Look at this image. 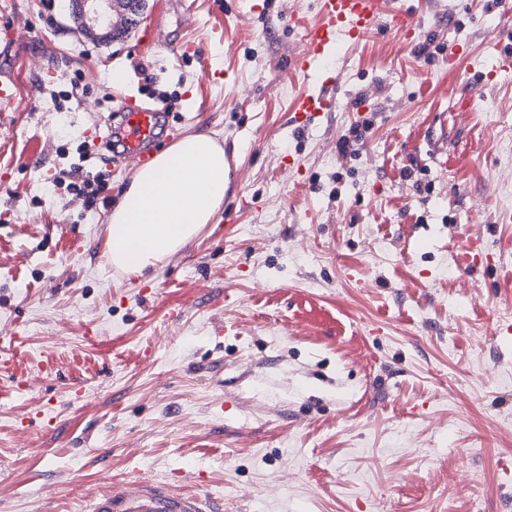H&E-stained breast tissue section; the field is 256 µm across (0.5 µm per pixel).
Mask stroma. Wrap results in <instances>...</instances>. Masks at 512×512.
Returning a JSON list of instances; mask_svg holds the SVG:
<instances>
[{
    "mask_svg": "<svg viewBox=\"0 0 512 512\" xmlns=\"http://www.w3.org/2000/svg\"><path fill=\"white\" fill-rule=\"evenodd\" d=\"M407 4L420 36L341 35L303 74L315 0H149L109 44L67 0H0V512L137 478L213 512H512V68L487 75L512 0ZM328 78L335 109L294 125ZM161 91L154 152L210 134L234 182L127 274L108 224L135 170L106 121ZM84 142L93 207L55 184Z\"/></svg>",
    "mask_w": 512,
    "mask_h": 512,
    "instance_id": "35a3bbf8",
    "label": "stroma"
}]
</instances>
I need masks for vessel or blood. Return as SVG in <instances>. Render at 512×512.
<instances>
[{
	"mask_svg": "<svg viewBox=\"0 0 512 512\" xmlns=\"http://www.w3.org/2000/svg\"><path fill=\"white\" fill-rule=\"evenodd\" d=\"M319 19L304 30V54L291 61L290 70L307 71L326 59V52L338 35L350 41L362 40L378 20V0H317ZM333 99L320 91L299 98L294 119L303 125L321 112L329 111ZM123 120L118 133L127 159H144L147 147L155 140L161 126L163 105L143 107L127 98L121 101ZM135 496L102 495L92 499L90 512H205L203 501L194 495L172 496L154 484L139 481Z\"/></svg>",
	"mask_w": 512,
	"mask_h": 512,
	"instance_id": "b4317fda",
	"label": "vessel or blood"
}]
</instances>
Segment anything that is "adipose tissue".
I'll return each mask as SVG.
<instances>
[{
  "mask_svg": "<svg viewBox=\"0 0 512 512\" xmlns=\"http://www.w3.org/2000/svg\"><path fill=\"white\" fill-rule=\"evenodd\" d=\"M230 167L223 145L194 133L139 169L109 220V262L139 273L191 241L221 210Z\"/></svg>",
  "mask_w": 512,
  "mask_h": 512,
  "instance_id": "1",
  "label": "adipose tissue"
}]
</instances>
